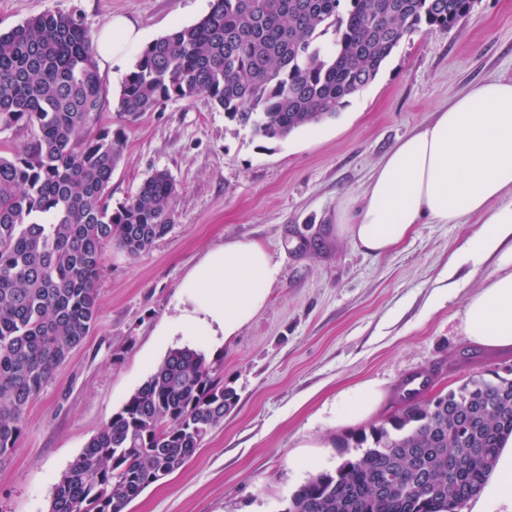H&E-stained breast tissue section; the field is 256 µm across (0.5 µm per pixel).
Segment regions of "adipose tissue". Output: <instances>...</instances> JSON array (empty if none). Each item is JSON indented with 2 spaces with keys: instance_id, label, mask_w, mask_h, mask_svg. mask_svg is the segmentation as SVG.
<instances>
[{
  "instance_id": "1",
  "label": "adipose tissue",
  "mask_w": 512,
  "mask_h": 512,
  "mask_svg": "<svg viewBox=\"0 0 512 512\" xmlns=\"http://www.w3.org/2000/svg\"><path fill=\"white\" fill-rule=\"evenodd\" d=\"M145 39L139 23L116 17L94 38L98 65L124 66ZM512 79L470 86L447 108L400 140L379 161L362 203L345 202L336 212L338 235L359 250L382 255L409 238L419 224H454L475 215L483 226L453 256L449 270L479 267L495 258L496 274L465 310V330L476 344L512 348ZM282 276L281 265L255 241L231 240L210 250L179 287V306L167 318L165 336H203L223 345L263 308ZM385 396L372 380L342 392L336 423L369 419ZM506 505L512 512V438L503 445L497 476L487 484L473 512Z\"/></svg>"
}]
</instances>
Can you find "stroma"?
Segmentation results:
<instances>
[{"label":"stroma","instance_id":"35a3bbf8","mask_svg":"<svg viewBox=\"0 0 512 512\" xmlns=\"http://www.w3.org/2000/svg\"><path fill=\"white\" fill-rule=\"evenodd\" d=\"M210 4L0 0V31L46 11H74L93 32L130 17L151 42L196 22ZM490 77L512 78V0H474L453 29L408 35L336 117L283 139L254 135L203 96L142 113L127 129L112 201L165 170L179 189L176 222L137 258L106 247L95 324L29 405L16 447L0 460V512H49L70 464L167 354L203 349V337L161 342L155 332L174 314L190 269L227 240L263 244L283 269L266 306L207 356L238 401L182 470L125 512H283L310 475L346 458L344 440L403 408L407 378L428 379L429 397L474 377L511 378L512 349L475 344L464 331L466 304L494 261L444 277L481 218L417 225L382 256L355 248L334 224L337 206L362 196L398 140ZM365 379L385 391L378 412L336 426L324 403Z\"/></svg>","mask_w":512,"mask_h":512}]
</instances>
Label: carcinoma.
Returning <instances> with one entry per match:
<instances>
[{
  "label": "carcinoma",
  "instance_id": "obj_1",
  "mask_svg": "<svg viewBox=\"0 0 512 512\" xmlns=\"http://www.w3.org/2000/svg\"><path fill=\"white\" fill-rule=\"evenodd\" d=\"M470 8L471 0H211L200 20L137 56L115 129L98 125L103 82L79 14L47 11L0 33V132L31 133L0 156V459L16 447L30 403L89 334L103 248L136 258L176 223L178 189L164 170L112 207L125 124L204 95L229 120L283 139L335 117L405 36L450 30ZM235 399L204 353L170 351L71 463L51 512H123L184 467ZM511 435L512 378L472 379L351 437L360 453L311 475L282 512H459Z\"/></svg>",
  "mask_w": 512,
  "mask_h": 512
}]
</instances>
